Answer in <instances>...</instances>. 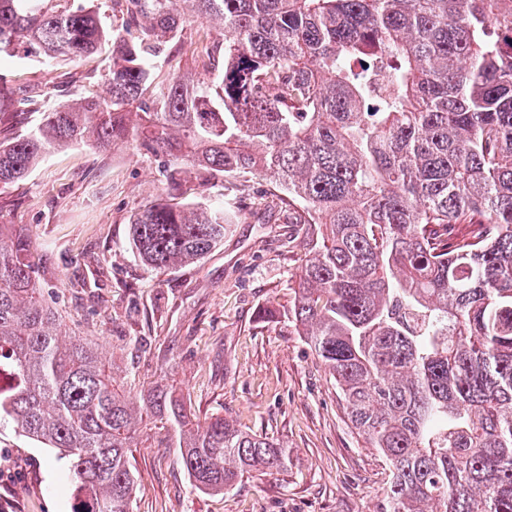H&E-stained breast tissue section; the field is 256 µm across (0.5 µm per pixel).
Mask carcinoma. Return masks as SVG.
<instances>
[{
    "label": "carcinoma",
    "instance_id": "1",
    "mask_svg": "<svg viewBox=\"0 0 512 512\" xmlns=\"http://www.w3.org/2000/svg\"><path fill=\"white\" fill-rule=\"evenodd\" d=\"M53 2L0 0V63L109 44L105 91L1 140L0 184L85 141L142 148L173 182L268 181L250 214L313 226L289 319L390 471L382 512H512V0H125L112 26ZM190 17L221 29L193 44L203 77L156 82ZM39 102L0 72V111ZM228 223L220 203L158 198L130 220L133 249L165 272ZM29 252L0 225V424L65 461L72 512H130L147 419L178 432L200 491L288 468L286 446L197 422L171 386L130 397L92 345L61 339Z\"/></svg>",
    "mask_w": 512,
    "mask_h": 512
}]
</instances>
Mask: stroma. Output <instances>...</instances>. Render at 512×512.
Listing matches in <instances>:
<instances>
[{
	"label": "stroma",
	"mask_w": 512,
	"mask_h": 512,
	"mask_svg": "<svg viewBox=\"0 0 512 512\" xmlns=\"http://www.w3.org/2000/svg\"><path fill=\"white\" fill-rule=\"evenodd\" d=\"M207 24H183L155 77L196 76L188 50ZM106 53L78 61L31 54L8 61L15 85L64 105L71 92L98 93ZM147 151L77 144L47 154L24 180L0 184V225L23 228L63 339L97 344L131 394L171 385L198 420L226 415L243 430L280 441L282 472H253L224 493L197 490L171 435L152 429L131 452L132 512H382L388 468L350 427L333 378L288 320L295 274L309 249L284 211L270 223L233 218L224 243L198 263L157 273L129 244L144 204L169 196ZM276 316L259 321L260 307ZM0 484L13 512H71L73 479L51 451L0 427Z\"/></svg>",
	"instance_id": "obj_1"
}]
</instances>
